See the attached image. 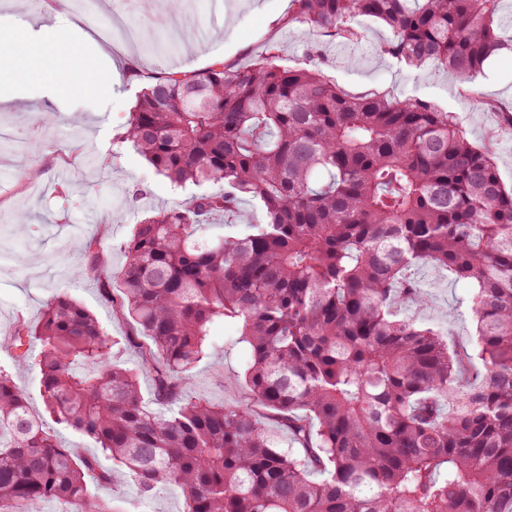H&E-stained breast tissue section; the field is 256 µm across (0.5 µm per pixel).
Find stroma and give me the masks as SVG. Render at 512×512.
I'll use <instances>...</instances> for the list:
<instances>
[{
  "instance_id": "35a3bbf8",
  "label": "stroma",
  "mask_w": 512,
  "mask_h": 512,
  "mask_svg": "<svg viewBox=\"0 0 512 512\" xmlns=\"http://www.w3.org/2000/svg\"><path fill=\"white\" fill-rule=\"evenodd\" d=\"M56 11L111 55L116 73L101 96H83L75 75L69 89L51 99L48 67H32L19 80L22 100L0 108V166L9 172L0 178V365L12 369L34 412L43 410L38 371L14 367L12 349L3 338L18 319L38 321L44 303L59 292L95 313L120 345L115 361L141 371L143 399H153L152 375L142 372L138 355L124 347L130 323L113 313L100 281L77 276L76 267L87 256L75 249L76 241L95 240L112 271H120L125 262L121 246L134 225L145 214L184 203L198 191L197 186L178 187L158 175L121 139L150 73L201 70L218 61L246 66L272 45L278 49L279 65L297 67L307 63L306 51L316 43L323 76L345 92L420 98L450 112L470 141L490 148L504 186L512 188V129L500 126L501 113L512 111V52L492 56L469 94L439 67L412 69L381 53L380 44L391 35L382 22L364 19V35L353 42L320 38L293 22L294 7L286 0H185L175 18L166 0H112L99 7L104 19L100 26L87 23L68 0ZM173 21L187 37L197 38L192 57L163 41ZM44 111L55 113L54 124H40ZM264 221L260 204L244 197L233 216L208 225L205 235L238 237ZM417 278L429 294L428 305L420 309L408 303L404 313L428 324L449 325L456 349L471 350L475 323L470 286L430 267L420 268ZM238 337L235 325L216 328L209 353L192 370L194 392L229 405L247 402L243 371L249 350ZM113 472L111 484L96 492L121 512H182L177 487H161L146 498L126 474Z\"/></svg>"
}]
</instances>
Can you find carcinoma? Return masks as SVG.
Instances as JSON below:
<instances>
[{"label":"carcinoma","instance_id":"1","mask_svg":"<svg viewBox=\"0 0 512 512\" xmlns=\"http://www.w3.org/2000/svg\"><path fill=\"white\" fill-rule=\"evenodd\" d=\"M294 20L355 39L362 17L387 25L381 50L436 64L464 84L512 39L500 0H293ZM309 63L286 68L268 48L249 67L158 72L122 139L183 186L224 182L151 213L112 271L93 242L80 274L101 282L137 373L67 295L19 320L14 362L36 367L44 411L90 439L140 492L178 486L184 512H512V191L487 149L418 98L351 96ZM260 202L266 223L205 238L206 219ZM443 269L473 289V353L448 332L398 313L425 294L412 278ZM238 325L249 346L248 402L193 394L188 374L214 328ZM277 414L294 454L256 419ZM112 475L49 433L0 366V512H119L88 476Z\"/></svg>","mask_w":512,"mask_h":512}]
</instances>
